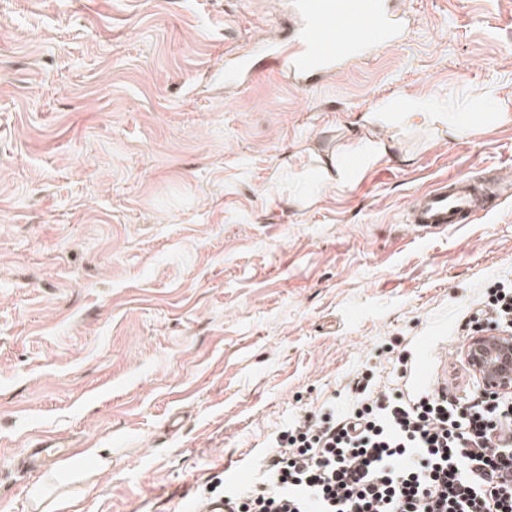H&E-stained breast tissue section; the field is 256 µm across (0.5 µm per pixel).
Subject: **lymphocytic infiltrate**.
Masks as SVG:
<instances>
[{
	"label": "lymphocytic infiltrate",
	"instance_id": "1",
	"mask_svg": "<svg viewBox=\"0 0 512 512\" xmlns=\"http://www.w3.org/2000/svg\"><path fill=\"white\" fill-rule=\"evenodd\" d=\"M361 409L300 417L226 512H512V393L462 406L363 388Z\"/></svg>",
	"mask_w": 512,
	"mask_h": 512
}]
</instances>
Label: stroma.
Here are the masks:
<instances>
[{"mask_svg": "<svg viewBox=\"0 0 512 512\" xmlns=\"http://www.w3.org/2000/svg\"><path fill=\"white\" fill-rule=\"evenodd\" d=\"M287 2L0 0V512L248 488L286 425L352 407L358 373L442 380L485 287L512 285V0H405L368 65L225 93V52L278 38ZM408 99L464 108L468 133L362 125ZM379 140L391 155L323 179ZM489 168L508 188L485 218L405 222ZM42 436L68 455L23 468Z\"/></svg>", "mask_w": 512, "mask_h": 512, "instance_id": "stroma-1", "label": "stroma"}]
</instances>
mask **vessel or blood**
<instances>
[{
    "instance_id": "b4317fda",
    "label": "vessel or blood",
    "mask_w": 512,
    "mask_h": 512,
    "mask_svg": "<svg viewBox=\"0 0 512 512\" xmlns=\"http://www.w3.org/2000/svg\"><path fill=\"white\" fill-rule=\"evenodd\" d=\"M405 35L399 0H292L283 33L258 55L227 53L224 81L243 85L259 67L281 73L294 84L321 83L338 68L365 61ZM497 171L484 177H448L416 196L405 213L407 223L427 229L470 224L486 216L501 194ZM56 440L30 441L21 454L41 468L46 457L63 455Z\"/></svg>"
}]
</instances>
